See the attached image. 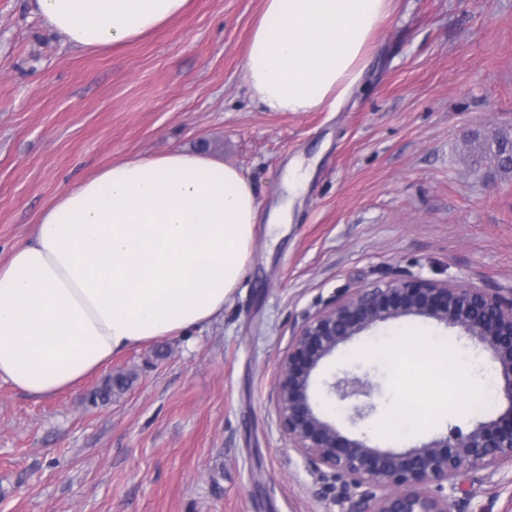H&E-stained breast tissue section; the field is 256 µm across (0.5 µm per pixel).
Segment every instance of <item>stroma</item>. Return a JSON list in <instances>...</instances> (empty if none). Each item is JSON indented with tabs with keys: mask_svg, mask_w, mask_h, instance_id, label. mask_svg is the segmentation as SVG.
Instances as JSON below:
<instances>
[{
	"mask_svg": "<svg viewBox=\"0 0 512 512\" xmlns=\"http://www.w3.org/2000/svg\"><path fill=\"white\" fill-rule=\"evenodd\" d=\"M262 0H191L163 28L89 54L45 27L34 0H0V260L44 209L122 159L177 150L237 167L259 204L252 255L224 312L181 336L113 356L129 375L105 405L100 380L35 399L0 381V512H343L282 432L280 360L330 300L406 273L512 288V173L470 147L512 134V0H393L362 87L335 112H267L240 69ZM311 166L289 198L286 167ZM291 204L283 236L267 222ZM419 326L407 316L364 331L325 373H369L378 414L390 374L352 359L368 339ZM481 405L406 439L405 450L490 418ZM456 512H512V465L458 476Z\"/></svg>",
	"mask_w": 512,
	"mask_h": 512,
	"instance_id": "obj_1",
	"label": "stroma"
}]
</instances>
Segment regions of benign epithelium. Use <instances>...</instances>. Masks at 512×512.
<instances>
[{
  "label": "benign epithelium",
  "instance_id": "obj_1",
  "mask_svg": "<svg viewBox=\"0 0 512 512\" xmlns=\"http://www.w3.org/2000/svg\"><path fill=\"white\" fill-rule=\"evenodd\" d=\"M406 316L456 328L489 352L504 409L466 433L454 430L404 451L347 437L314 404L324 361L360 333ZM327 394L351 404L356 424L376 410L367 375L345 373L325 383ZM276 406L291 447L321 477L342 482L346 512H454L448 488L465 467L512 463V289L463 288L408 274L359 288L328 303L296 330L281 359ZM382 493H376V490Z\"/></svg>",
  "mask_w": 512,
  "mask_h": 512
}]
</instances>
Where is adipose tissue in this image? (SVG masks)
<instances>
[{
	"instance_id": "obj_1",
	"label": "adipose tissue",
	"mask_w": 512,
	"mask_h": 512,
	"mask_svg": "<svg viewBox=\"0 0 512 512\" xmlns=\"http://www.w3.org/2000/svg\"><path fill=\"white\" fill-rule=\"evenodd\" d=\"M189 0H35L73 47L103 52L182 14ZM392 0H263L242 62L267 112L336 111L360 86ZM259 205L236 167L174 151L113 162L62 191L0 262V380L33 398L75 388L113 355L211 322L250 257ZM399 398L387 438L437 424L473 388L458 349L401 327L368 341ZM428 401L414 403L415 392Z\"/></svg>"
}]
</instances>
